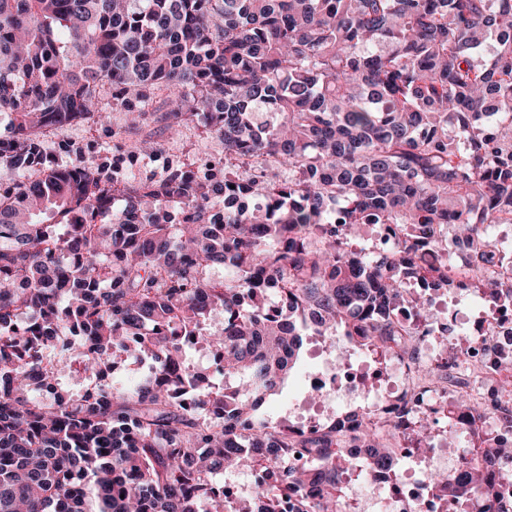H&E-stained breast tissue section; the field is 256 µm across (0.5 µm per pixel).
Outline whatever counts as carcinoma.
Wrapping results in <instances>:
<instances>
[{
	"instance_id": "carcinoma-1",
	"label": "carcinoma",
	"mask_w": 512,
	"mask_h": 512,
	"mask_svg": "<svg viewBox=\"0 0 512 512\" xmlns=\"http://www.w3.org/2000/svg\"><path fill=\"white\" fill-rule=\"evenodd\" d=\"M164 90L169 134L195 123L224 153L150 167L162 144L130 136ZM76 121L116 155L47 152L40 131ZM0 126V512H339L351 449L369 467L405 431L259 416L303 332L415 359L401 307L424 324L432 292L512 302L485 277L512 255L487 233L512 224V0H0ZM376 224L398 249L358 247ZM449 229L472 245L463 283ZM193 339L224 388L190 372ZM126 350L152 379H101ZM71 361L95 395L57 391ZM451 413L453 440L479 416L463 396ZM470 440L463 475L430 486L512 512V444ZM262 459L253 494L228 501L214 477Z\"/></svg>"
}]
</instances>
